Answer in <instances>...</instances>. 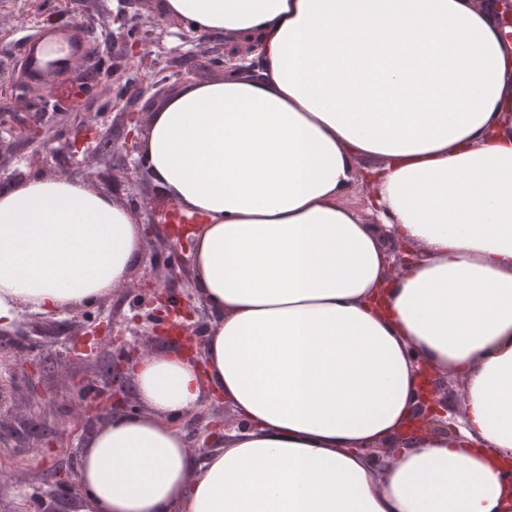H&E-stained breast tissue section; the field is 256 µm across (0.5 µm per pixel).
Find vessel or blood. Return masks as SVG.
Instances as JSON below:
<instances>
[{"label": "vessel or blood", "instance_id": "obj_1", "mask_svg": "<svg viewBox=\"0 0 512 512\" xmlns=\"http://www.w3.org/2000/svg\"><path fill=\"white\" fill-rule=\"evenodd\" d=\"M86 37L67 28H51L24 42L20 66L29 86L54 87L86 51Z\"/></svg>", "mask_w": 512, "mask_h": 512}]
</instances>
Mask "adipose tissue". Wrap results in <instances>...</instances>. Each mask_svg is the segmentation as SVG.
I'll use <instances>...</instances> for the list:
<instances>
[{
  "label": "adipose tissue",
  "mask_w": 512,
  "mask_h": 512,
  "mask_svg": "<svg viewBox=\"0 0 512 512\" xmlns=\"http://www.w3.org/2000/svg\"><path fill=\"white\" fill-rule=\"evenodd\" d=\"M250 49L185 87L143 161L187 215L213 316L202 364L132 369L140 410L77 463V512H505L512 504V43L476 0H161ZM402 112L370 111L376 51ZM432 102L436 111H421ZM378 159L368 222L346 195ZM421 251L398 276L388 247ZM141 248L130 212L67 177L0 188V325L97 301ZM463 381L456 434L407 443L418 363ZM239 426L205 454L175 417ZM215 399V396L204 394L198 405L192 411L173 421L176 427L186 433L191 447H201L202 444L200 443L211 437L210 432L212 429L207 428L211 419H199L198 417L205 416L207 412L210 411Z\"/></svg>",
  "instance_id": "ef3b65f1"
}]
</instances>
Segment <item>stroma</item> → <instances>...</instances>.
I'll return each mask as SVG.
<instances>
[{"instance_id":"stroma-1","label":"stroma","mask_w":512,"mask_h":512,"mask_svg":"<svg viewBox=\"0 0 512 512\" xmlns=\"http://www.w3.org/2000/svg\"><path fill=\"white\" fill-rule=\"evenodd\" d=\"M120 0H0V163L7 172L58 174L89 184L98 192H111L113 200H135L133 215L145 224L156 201L154 182L137 175L133 192L109 191L98 179L104 164L95 155L98 137L123 142L126 111L151 114L157 102L139 92L141 84L165 81L167 96L184 87L222 77L212 60L235 41L220 35L190 32L182 22L161 14L159 0H138L125 18H118ZM73 26L90 36L88 53L96 72L82 87L79 108L55 103L50 93L35 95L23 87L16 71L24 39L37 30ZM138 38L148 65L129 69L121 52L128 38ZM194 58L193 73L179 77L167 68L177 55ZM93 137L82 147L76 163L61 166L80 126ZM183 274L169 293L170 304H193L191 320L197 333H205L211 315L200 303L194 286L189 238L178 241ZM80 319L85 333H103L97 354L101 361L134 349L153 339L156 353L178 351L179 342L168 336L152 337L148 309L137 292L116 288L76 311L38 313L19 306L12 322L0 326V471L12 480L0 481V512H40L47 492L64 500L74 512L78 495L75 482L78 455L90 436L102 426L99 418L79 421L74 413L78 394L105 385L104 376L92 375L74 354L79 344L73 319ZM40 423L44 443L32 451L29 423ZM60 473L68 485L30 483L28 473Z\"/></svg>"}]
</instances>
